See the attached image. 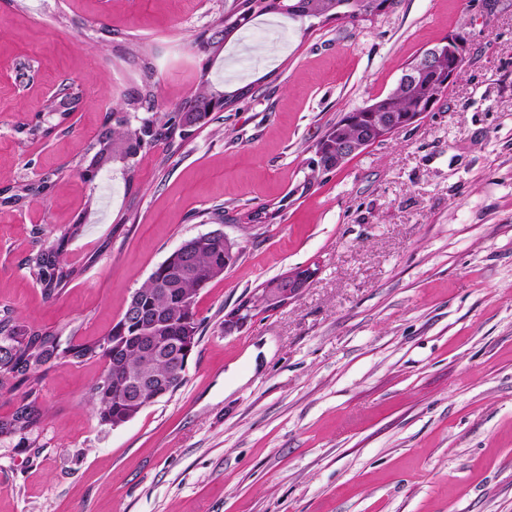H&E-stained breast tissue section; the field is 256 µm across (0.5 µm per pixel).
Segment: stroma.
Masks as SVG:
<instances>
[{
    "instance_id": "obj_1",
    "label": "stroma",
    "mask_w": 512,
    "mask_h": 512,
    "mask_svg": "<svg viewBox=\"0 0 512 512\" xmlns=\"http://www.w3.org/2000/svg\"><path fill=\"white\" fill-rule=\"evenodd\" d=\"M232 0H0V184L55 173L47 198L0 206V309L106 334L185 239L240 252L201 290L184 385L131 421L85 397L103 365L52 368L36 447L0 443V512H512V0H400L301 31L269 15L216 58L197 48ZM465 32L463 69L412 126L306 192L314 145L387 93L404 63ZM156 68L158 110L201 69L254 93L181 144L99 185L77 169L107 111ZM65 131L24 140L62 84ZM223 218H216V208ZM278 210L269 224L244 213ZM66 244L83 275L48 301L23 265ZM315 265L288 305L224 330L265 280Z\"/></svg>"
}]
</instances>
